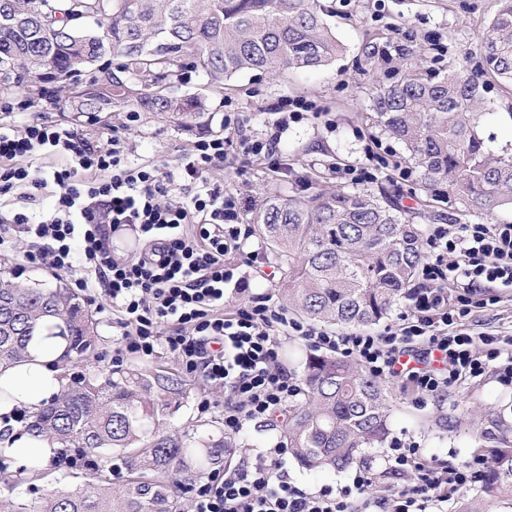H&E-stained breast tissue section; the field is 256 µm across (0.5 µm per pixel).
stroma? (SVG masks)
<instances>
[{
    "instance_id": "1",
    "label": "stroma",
    "mask_w": 512,
    "mask_h": 512,
    "mask_svg": "<svg viewBox=\"0 0 512 512\" xmlns=\"http://www.w3.org/2000/svg\"><path fill=\"white\" fill-rule=\"evenodd\" d=\"M325 21L341 46L336 60L327 68L289 71L277 79L244 73L228 81L223 91L208 87L202 73L189 69L171 80L169 87L180 95L205 98L207 110L188 120L166 118L155 112H141L139 122L124 128V109L78 117L67 100L48 110L40 95H31L24 112H0V128L21 127L31 118L74 125L87 133L107 135L119 127L134 162H153L162 171L174 173L177 185H184L183 162L199 136L226 137L224 167L213 175L224 185L227 195L237 197L247 207H258L270 194H310L316 191H350L345 170L362 167L369 154H383L386 168L375 180L362 183V190L399 199L414 223L429 229L421 215L425 194L419 174L404 145L389 138L373 122L370 98L375 87L396 81L397 66L406 58L417 60L424 77H441L449 61L465 60L467 67L477 61V47L488 32L496 10V0H323ZM486 96L491 107L482 121V134L496 150H512V96L502 93L496 82H488ZM303 98L312 106L303 120L289 123L287 130L275 125L282 114L279 104ZM279 134L275 156H242L239 143ZM26 244L17 240L0 249V267L16 271L21 280L48 284H72L73 274L59 273L30 265ZM496 304L479 308L465 321L464 331L473 337L488 334L500 340L512 338V288L497 284L488 288ZM96 280H89L78 297L97 324L96 347L82 366L90 371L111 370L116 346L118 313L100 296ZM125 369L152 371L178 380L179 396L163 412L170 432H200L213 437L224 434V394L209 389L201 380L186 376L174 357L162 350L151 360L129 358ZM392 394L389 434L418 442L425 455L454 467L477 457L475 416L485 408L512 405V383H503L495 367H488L448 391L417 403L403 384L389 382ZM210 408H201L202 399ZM451 421L453 429L443 428ZM291 483L306 491L350 484L354 469L309 470L292 458H285ZM91 470L73 474L57 470L44 461L38 476L21 485L18 493L31 501L50 490H63L94 479Z\"/></svg>"
}]
</instances>
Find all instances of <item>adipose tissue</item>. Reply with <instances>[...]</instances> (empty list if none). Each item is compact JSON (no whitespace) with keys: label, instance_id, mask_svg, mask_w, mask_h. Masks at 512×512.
Wrapping results in <instances>:
<instances>
[{"label":"adipose tissue","instance_id":"adipose-tissue-1","mask_svg":"<svg viewBox=\"0 0 512 512\" xmlns=\"http://www.w3.org/2000/svg\"><path fill=\"white\" fill-rule=\"evenodd\" d=\"M69 342L55 321L41 322L28 346L27 357L8 367L0 366V447L17 466L30 465L55 455L57 448L37 431L18 426V412L35 413L64 385L62 363Z\"/></svg>","mask_w":512,"mask_h":512}]
</instances>
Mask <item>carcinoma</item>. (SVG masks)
<instances>
[{
  "mask_svg": "<svg viewBox=\"0 0 512 512\" xmlns=\"http://www.w3.org/2000/svg\"><path fill=\"white\" fill-rule=\"evenodd\" d=\"M497 3L478 48L481 75L512 94V0ZM324 14L322 0H0V92H34L56 82L66 85L79 114L135 101L147 112L188 118L206 111L203 99L159 90V82L188 67L219 89L247 72L318 70L340 51ZM85 20L95 28H83ZM84 72L89 95L73 91ZM479 76L453 63L438 79L407 73L376 89L372 112L381 130L405 146L426 194L489 215L512 208V153L490 149L480 135L487 99ZM247 223L281 265L288 308L321 323L380 322L414 285L425 259L420 225L398 203L365 191L271 195ZM46 317L64 325L66 360L78 364L94 349L97 325L63 284H22L1 270L0 366L27 357ZM178 386L166 375L137 370L116 378L83 374L66 385L29 416V428L100 470L120 456L129 478L51 491L29 506L14 496L27 473L9 471L0 454L7 490L0 512H186L171 475L201 477L239 439L168 433L160 416ZM301 386L282 438L303 467L347 469L360 462L363 449L384 441L390 391L356 361L310 354ZM483 422L479 448L494 443L485 490L512 499V420L502 408L486 412Z\"/></svg>",
  "mask_w": 512,
  "mask_h": 512,
  "instance_id": "carcinoma-1",
  "label": "carcinoma"
}]
</instances>
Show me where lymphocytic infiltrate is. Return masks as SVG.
Returning a JSON list of instances; mask_svg holds the SVG:
<instances>
[{"label":"lymphocytic infiltrate","mask_w":512,"mask_h":512,"mask_svg":"<svg viewBox=\"0 0 512 512\" xmlns=\"http://www.w3.org/2000/svg\"><path fill=\"white\" fill-rule=\"evenodd\" d=\"M224 144L215 136L194 142L184 165L191 182L172 203V179L159 166L131 162L118 134L94 136L40 118L0 131V197L35 203L48 185L58 189L41 221L24 209L0 210V246L17 232L30 240L29 263L56 272L83 265L87 275L75 288H87L88 277H95L120 313L113 368L167 349L186 375L223 388L228 435L287 415L301 390L282 364L288 336L355 360L373 377L408 382L421 401L481 375L500 357L497 337L473 340L462 325L472 309L488 306L483 284L512 287V224L433 225L418 283L406 296V316L377 336L337 334L298 320L269 293L230 306V298L246 290L236 258L252 230L242 208L212 181L224 165ZM46 151L61 158L48 173L34 163ZM120 230L133 232L139 252L115 255L112 236ZM417 343L424 366L402 365ZM285 453L278 443L211 470L199 481L192 512H430L449 489L479 481L486 467L479 457L450 467L426 458L416 444L397 441L382 453L384 473L397 485L377 502L368 492L370 469L358 468L340 489L308 492L289 481L281 465Z\"/></svg>","instance_id":"f902f5d3"}]
</instances>
